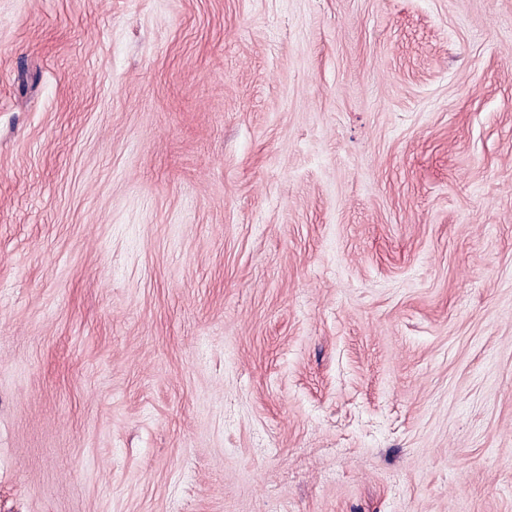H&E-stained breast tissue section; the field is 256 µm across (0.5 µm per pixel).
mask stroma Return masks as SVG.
Segmentation results:
<instances>
[{"instance_id":"obj_1","label":"stroma","mask_w":512,"mask_h":512,"mask_svg":"<svg viewBox=\"0 0 512 512\" xmlns=\"http://www.w3.org/2000/svg\"><path fill=\"white\" fill-rule=\"evenodd\" d=\"M0 512H512V0H0Z\"/></svg>"}]
</instances>
